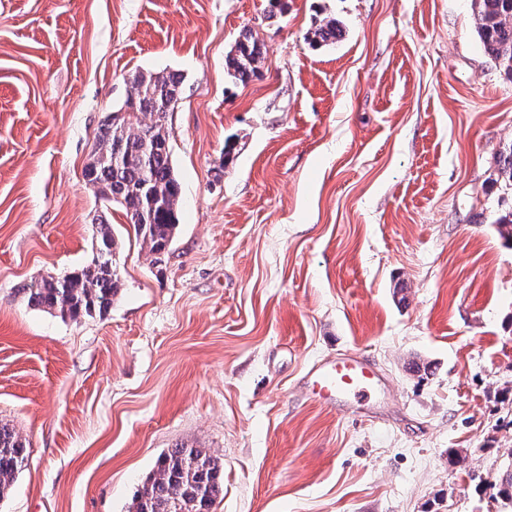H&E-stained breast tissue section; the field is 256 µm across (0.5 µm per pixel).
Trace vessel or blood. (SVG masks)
Masks as SVG:
<instances>
[{
    "mask_svg": "<svg viewBox=\"0 0 512 512\" xmlns=\"http://www.w3.org/2000/svg\"><path fill=\"white\" fill-rule=\"evenodd\" d=\"M307 382L327 403H359L367 416H374L387 395L384 380L363 355L352 353L314 365Z\"/></svg>",
    "mask_w": 512,
    "mask_h": 512,
    "instance_id": "obj_1",
    "label": "vessel or blood"
}]
</instances>
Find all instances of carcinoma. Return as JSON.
<instances>
[{
  "instance_id": "carcinoma-1",
  "label": "carcinoma",
  "mask_w": 512,
  "mask_h": 512,
  "mask_svg": "<svg viewBox=\"0 0 512 512\" xmlns=\"http://www.w3.org/2000/svg\"><path fill=\"white\" fill-rule=\"evenodd\" d=\"M477 32L484 52L512 79V0H473ZM342 36L336 20L322 21L312 41L334 42ZM265 47L249 30L235 41L226 60L228 74L241 83L254 77ZM139 89L128 114L112 116L98 138L96 162L85 176L101 197L120 204L151 261L159 263L172 242L181 187L170 154L167 118L181 98L183 80L176 73H138ZM495 181L512 189V143L500 152ZM96 252L80 269L23 289L28 304L78 320L103 315L122 283L116 244L108 224L95 225ZM27 458L26 440L0 424V499L13 487ZM496 496L512 503V468L489 483ZM224 491V463L200 448L178 445L162 453L135 495L128 512H213Z\"/></svg>"
}]
</instances>
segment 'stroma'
Masks as SVG:
<instances>
[{
  "label": "stroma",
  "mask_w": 512,
  "mask_h": 512,
  "mask_svg": "<svg viewBox=\"0 0 512 512\" xmlns=\"http://www.w3.org/2000/svg\"><path fill=\"white\" fill-rule=\"evenodd\" d=\"M0 0V421L28 456L0 512H128L181 443L214 512H512V246L493 181L512 80L472 0ZM336 42L310 45L323 18ZM265 46L236 83L242 30ZM139 72H176L182 205L162 263L84 175ZM110 224L104 316L28 306ZM357 351L379 417L309 369Z\"/></svg>",
  "instance_id": "stroma-1"
}]
</instances>
